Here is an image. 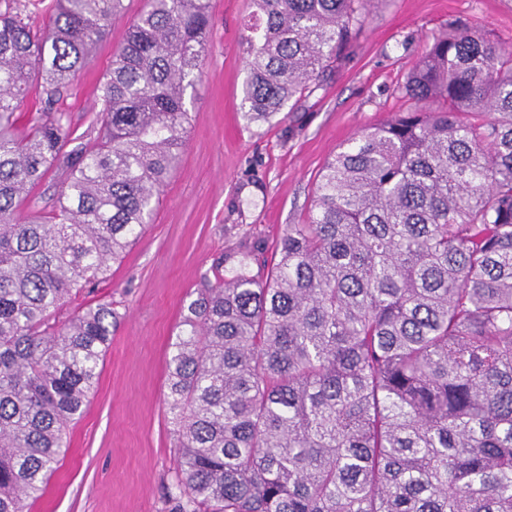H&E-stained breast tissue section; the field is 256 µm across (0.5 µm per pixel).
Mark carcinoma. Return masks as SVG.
Masks as SVG:
<instances>
[{
    "label": "carcinoma",
    "mask_w": 512,
    "mask_h": 512,
    "mask_svg": "<svg viewBox=\"0 0 512 512\" xmlns=\"http://www.w3.org/2000/svg\"><path fill=\"white\" fill-rule=\"evenodd\" d=\"M250 124L314 91L374 0H252ZM0 10V512H27L117 321L53 314L108 276L187 143L210 0H148L99 87L94 144L54 109L122 0ZM46 112L23 138L32 86ZM413 107L326 163L305 224L227 253L167 362L176 512H512V51L434 33ZM54 169L50 220L22 201Z\"/></svg>",
    "instance_id": "1"
}]
</instances>
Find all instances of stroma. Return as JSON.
Instances as JSON below:
<instances>
[{
    "instance_id": "35a3bbf8",
    "label": "stroma",
    "mask_w": 512,
    "mask_h": 512,
    "mask_svg": "<svg viewBox=\"0 0 512 512\" xmlns=\"http://www.w3.org/2000/svg\"><path fill=\"white\" fill-rule=\"evenodd\" d=\"M104 39L57 104L76 141L92 142L98 89L145 0H123ZM251 0H211L203 73L186 100L192 114L176 171L153 221L106 280L64 306L111 304L112 343L82 417L71 424L45 495L29 512H175L174 426L166 364L187 305L231 249L274 243L308 221L317 179L332 155L409 103L401 87L427 35L461 21L512 47V0H376L343 60L285 116L247 123L242 40Z\"/></svg>"
}]
</instances>
